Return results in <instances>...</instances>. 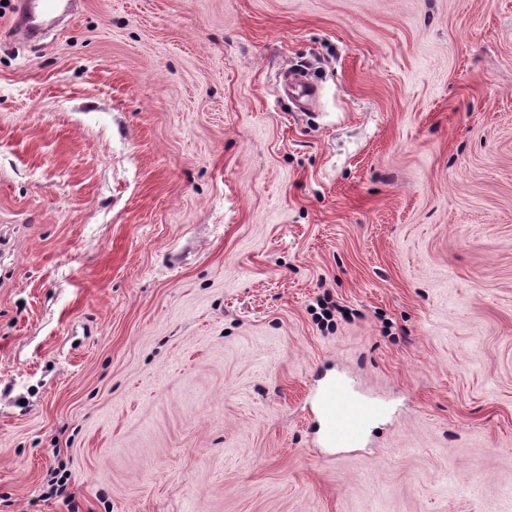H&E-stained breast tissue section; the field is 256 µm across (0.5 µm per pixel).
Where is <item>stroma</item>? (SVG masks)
Instances as JSON below:
<instances>
[{"label": "stroma", "instance_id": "1", "mask_svg": "<svg viewBox=\"0 0 512 512\" xmlns=\"http://www.w3.org/2000/svg\"><path fill=\"white\" fill-rule=\"evenodd\" d=\"M10 26L0 512H512V0ZM341 376L389 411L328 456Z\"/></svg>", "mask_w": 512, "mask_h": 512}]
</instances>
